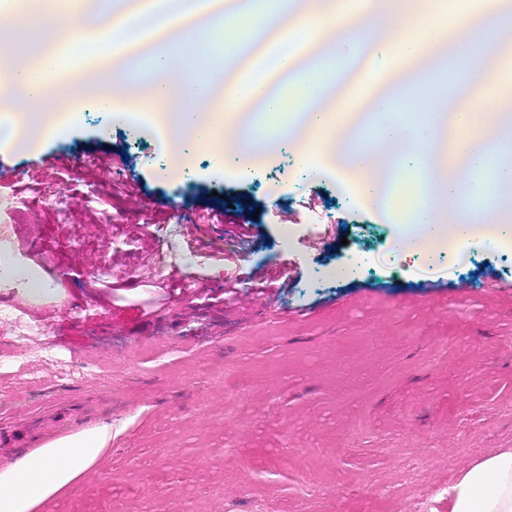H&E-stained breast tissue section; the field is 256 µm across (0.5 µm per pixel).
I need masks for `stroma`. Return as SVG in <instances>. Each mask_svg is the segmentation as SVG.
Masks as SVG:
<instances>
[{"instance_id": "obj_1", "label": "stroma", "mask_w": 512, "mask_h": 512, "mask_svg": "<svg viewBox=\"0 0 512 512\" xmlns=\"http://www.w3.org/2000/svg\"><path fill=\"white\" fill-rule=\"evenodd\" d=\"M158 154L90 104L0 153V239L47 289L0 288V470L112 428L37 512H407L512 451V250L425 265L283 139L176 185Z\"/></svg>"}]
</instances>
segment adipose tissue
Wrapping results in <instances>:
<instances>
[{
  "mask_svg": "<svg viewBox=\"0 0 512 512\" xmlns=\"http://www.w3.org/2000/svg\"><path fill=\"white\" fill-rule=\"evenodd\" d=\"M98 428L25 454L0 470V512H34L84 475L103 448ZM451 512H512V452L486 457L454 488Z\"/></svg>",
  "mask_w": 512,
  "mask_h": 512,
  "instance_id": "obj_1",
  "label": "adipose tissue"
}]
</instances>
